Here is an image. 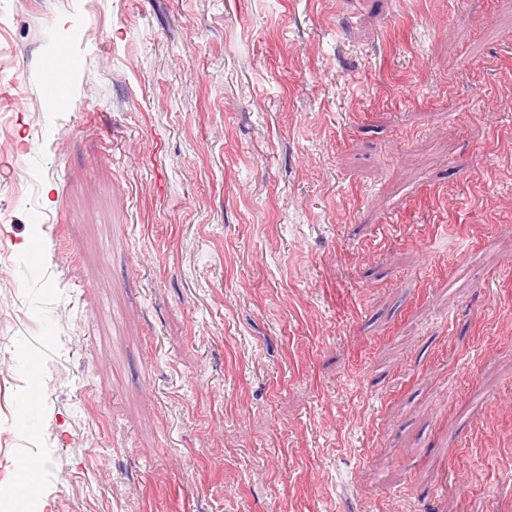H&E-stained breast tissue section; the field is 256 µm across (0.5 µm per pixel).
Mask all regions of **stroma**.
I'll list each match as a JSON object with an SVG mask.
<instances>
[{
	"label": "stroma",
	"instance_id": "stroma-1",
	"mask_svg": "<svg viewBox=\"0 0 512 512\" xmlns=\"http://www.w3.org/2000/svg\"><path fill=\"white\" fill-rule=\"evenodd\" d=\"M30 456L47 512H512V0H0V512ZM74 64V59L70 48L65 44H60L56 49V66L51 71L47 80V88L49 90L60 89V75L69 71Z\"/></svg>",
	"mask_w": 512,
	"mask_h": 512
}]
</instances>
